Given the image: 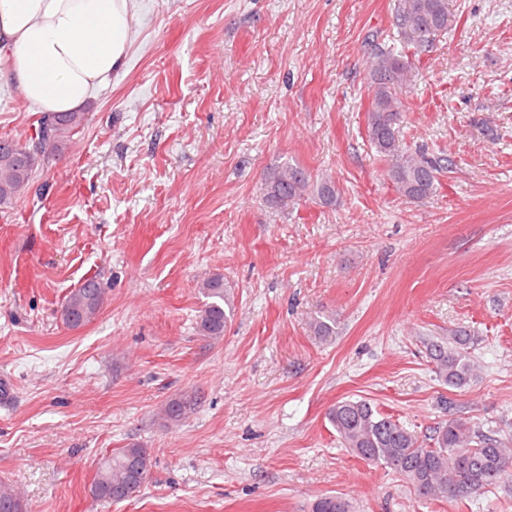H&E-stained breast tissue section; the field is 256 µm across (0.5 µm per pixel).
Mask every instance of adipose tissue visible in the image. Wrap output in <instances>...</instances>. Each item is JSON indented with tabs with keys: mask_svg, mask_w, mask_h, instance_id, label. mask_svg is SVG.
I'll use <instances>...</instances> for the list:
<instances>
[{
	"mask_svg": "<svg viewBox=\"0 0 512 512\" xmlns=\"http://www.w3.org/2000/svg\"><path fill=\"white\" fill-rule=\"evenodd\" d=\"M135 0H0V79L46 112H74L123 68Z\"/></svg>",
	"mask_w": 512,
	"mask_h": 512,
	"instance_id": "1",
	"label": "adipose tissue"
}]
</instances>
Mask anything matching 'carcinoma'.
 Segmentation results:
<instances>
[{
    "label": "carcinoma",
    "instance_id": "1",
    "mask_svg": "<svg viewBox=\"0 0 512 512\" xmlns=\"http://www.w3.org/2000/svg\"><path fill=\"white\" fill-rule=\"evenodd\" d=\"M395 24L415 48H426L437 33L448 29V0H398ZM368 68L373 84L367 112L369 141L386 162V175L395 192L407 200L427 199L437 192L438 175L448 159L411 149L403 141V94L411 85L406 54L393 44L377 47ZM84 121L82 112L46 113L35 136L26 143L0 138V207H9L29 189L36 166L65 147ZM308 196L325 206L336 204L335 181L289 161L264 174L263 197L269 208L277 211ZM200 289L206 302L198 315V332L219 338L228 323L227 311L232 309L228 286L222 275L215 274L204 280ZM103 301L99 282L87 278L66 297L63 321L72 329L80 328L98 315ZM474 340L471 330L459 327L448 336V342L429 346L435 373L449 387L462 389L478 377L479 367L469 352ZM195 406L193 398H174L165 404L163 414L178 423ZM327 419L344 447L405 478L420 499L458 502L512 481V441L484 432L464 417L452 416L435 427L428 443L365 399L336 401L328 409ZM151 468L150 453L136 445L105 455L91 484L92 497L109 503L126 491L135 496L150 478ZM0 512H22L20 496L0 487ZM312 512H350V505L339 496L327 495L314 502Z\"/></svg>",
    "mask_w": 512,
    "mask_h": 512
}]
</instances>
